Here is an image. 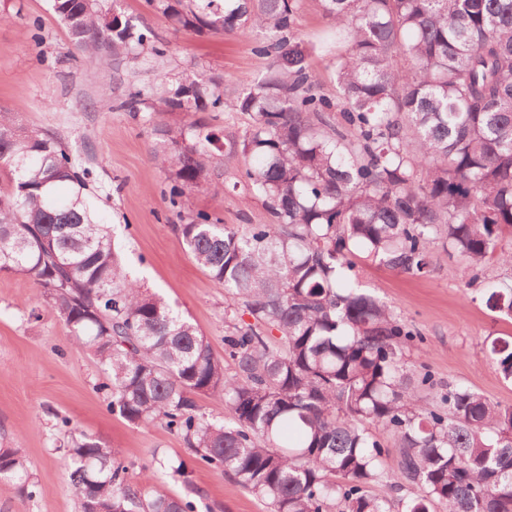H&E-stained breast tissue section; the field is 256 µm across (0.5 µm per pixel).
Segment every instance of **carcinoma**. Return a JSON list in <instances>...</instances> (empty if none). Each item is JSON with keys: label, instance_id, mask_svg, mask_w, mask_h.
Wrapping results in <instances>:
<instances>
[{"label": "carcinoma", "instance_id": "cac0c4a2", "mask_svg": "<svg viewBox=\"0 0 512 512\" xmlns=\"http://www.w3.org/2000/svg\"><path fill=\"white\" fill-rule=\"evenodd\" d=\"M52 2L76 52L112 56L119 84L130 60L168 51L119 0ZM318 2L345 46L331 58L332 93L298 36L302 0H149L182 29L260 33L255 51L270 63L229 102L220 78L183 72L115 99L150 128L173 207L212 183L219 153L256 161L238 182L272 223L199 211L172 225L224 287V358L129 278L91 171L10 112H0V272L32 279L93 354L108 411L163 422L270 512H512V406L413 362L420 333L356 275L361 258L423 275L436 242L467 260L470 285L493 261L512 266V0ZM227 106L250 118L240 140L211 127ZM480 295L512 317V278ZM487 350L512 382V336ZM199 395L224 400V418ZM63 426L79 512H195L156 474L133 480L112 449ZM1 480L35 494L14 449H0Z\"/></svg>", "mask_w": 512, "mask_h": 512}]
</instances>
